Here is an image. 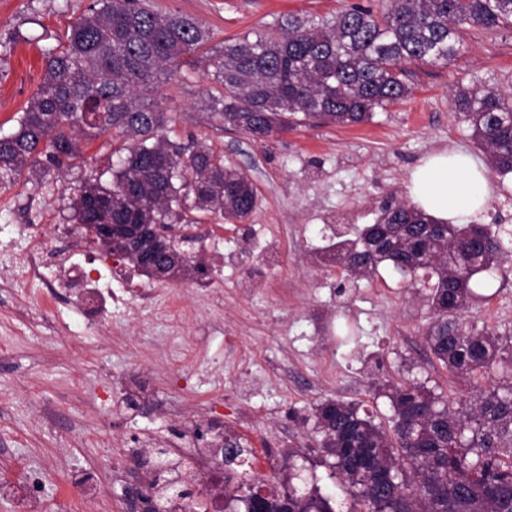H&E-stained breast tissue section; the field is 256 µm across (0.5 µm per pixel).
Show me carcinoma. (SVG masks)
<instances>
[{"mask_svg":"<svg viewBox=\"0 0 512 512\" xmlns=\"http://www.w3.org/2000/svg\"><path fill=\"white\" fill-rule=\"evenodd\" d=\"M471 27L512 29V0H387L382 11L351 5L320 19L290 15L276 30L236 36L212 46L196 18L162 12L148 0H92L66 37L45 49V73L17 118L0 134V184L45 178L78 166V142L112 138L125 154L112 181L84 177L73 219L90 224H195L185 212L213 213L244 222L258 205L251 180L224 153L197 138L170 136L160 89L190 64L215 83L209 114L263 141L309 124L353 126L377 108L410 95L406 65L446 64ZM454 103L472 129L489 166L512 174V96L489 86L459 87ZM475 224H444L404 202L382 208L376 223L355 238H340L322 257L348 275L368 278L382 263L398 274L423 272L434 280L427 298L434 313L425 331L431 353L478 394L450 397L419 379H386L376 396L389 401V428L363 405L327 399L314 408L317 444L351 500L350 512H512V381L490 382L512 366V328L463 321L475 276L502 262L498 238L472 246ZM185 253L156 268L168 277L189 271ZM215 445L228 461L242 453L229 435ZM184 461L159 450L162 476L147 512H167L183 489ZM295 512H336L334 499L314 488L297 494L264 478L242 481L224 509L273 512L283 502Z\"/></svg>","mask_w":512,"mask_h":512,"instance_id":"carcinoma-1","label":"carcinoma"}]
</instances>
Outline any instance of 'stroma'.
<instances>
[{
	"mask_svg": "<svg viewBox=\"0 0 512 512\" xmlns=\"http://www.w3.org/2000/svg\"><path fill=\"white\" fill-rule=\"evenodd\" d=\"M91 0H0V131L10 132L35 92L43 53ZM161 10L195 17L224 38L259 31L288 15L327 16L370 0H153ZM453 61L410 65L407 101L375 110L356 126L318 124L264 141L209 117L204 68L183 67L162 90V106L179 137L194 135L250 175L257 210L238 224L201 217L208 290L193 280L136 273L159 291L177 290L192 309L185 334L170 335L137 305L113 310L110 322L57 336L40 286L0 281V479L20 483L41 473V512H82L86 477L118 470L131 450L182 448L194 453L198 419L225 426L258 457L256 473L283 482L297 454L295 486L319 488L344 501L314 441V407L342 399L390 413L375 382L418 378L447 387L448 373L424 340L432 318L424 284L388 266L370 279L343 275L313 256L335 235L353 237L374 223L384 202L409 199L412 170L439 151L486 158L455 109L458 86L485 84L512 95V32L473 28ZM83 167L43 181L0 185V267L23 259L37 238L58 246L49 230L70 225L72 199L86 174L115 165L110 143L84 148ZM494 191L474 224L512 228V176H494ZM467 320L512 324V251L503 267L477 275Z\"/></svg>",
	"mask_w": 512,
	"mask_h": 512,
	"instance_id": "35a3bbf8",
	"label": "stroma"
}]
</instances>
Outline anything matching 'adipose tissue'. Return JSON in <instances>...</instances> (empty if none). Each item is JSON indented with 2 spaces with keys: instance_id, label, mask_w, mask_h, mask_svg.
<instances>
[{
  "instance_id": "1",
  "label": "adipose tissue",
  "mask_w": 512,
  "mask_h": 512,
  "mask_svg": "<svg viewBox=\"0 0 512 512\" xmlns=\"http://www.w3.org/2000/svg\"><path fill=\"white\" fill-rule=\"evenodd\" d=\"M489 185L487 171L468 156L441 153L412 172L409 195L416 207L439 221L453 224L485 204Z\"/></svg>"
}]
</instances>
